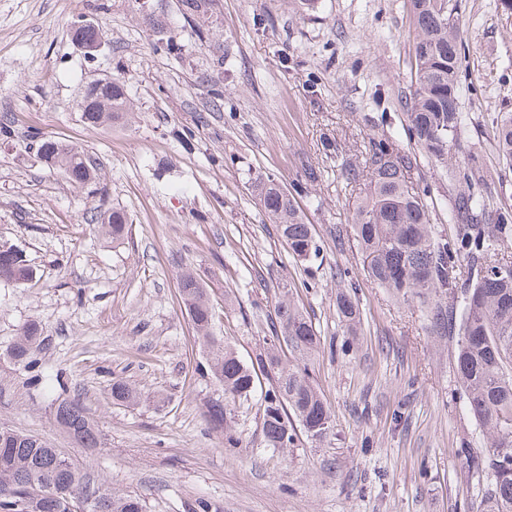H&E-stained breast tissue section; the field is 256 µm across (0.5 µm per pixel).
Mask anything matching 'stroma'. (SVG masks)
I'll list each match as a JSON object with an SVG mask.
<instances>
[{
	"instance_id": "1",
	"label": "stroma",
	"mask_w": 512,
	"mask_h": 512,
	"mask_svg": "<svg viewBox=\"0 0 512 512\" xmlns=\"http://www.w3.org/2000/svg\"><path fill=\"white\" fill-rule=\"evenodd\" d=\"M0 0V246L23 252L29 281H0V428L47 441L95 484L141 499L145 512H476L466 466L486 438L457 379L453 335H430L425 312L367 281L351 232L365 185L342 178L369 137L416 154L432 222L445 235L457 193L411 137L414 64L408 0ZM459 110L454 160H479L486 208L512 209V168L494 141L512 112V16L499 0H458ZM103 29L87 56L75 25ZM176 42L178 55L167 54ZM123 87L129 119L89 126L79 102L97 81ZM81 148L100 169L78 185L47 167L34 135ZM321 252L304 273L249 189L253 172L292 189ZM117 209V243L94 229ZM348 269L345 281L337 269ZM193 271L210 290L214 329L244 361L266 347L282 282L320 333L310 365L334 417L314 441L265 447L260 397L226 428L208 409L222 392L179 293ZM356 288L364 322L348 337L338 291ZM37 324L33 368L10 350ZM121 379L137 405L113 401ZM79 398L102 445L57 427L55 403ZM238 440L225 447L226 434Z\"/></svg>"
}]
</instances>
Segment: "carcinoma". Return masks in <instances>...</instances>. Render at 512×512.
Here are the masks:
<instances>
[{
  "mask_svg": "<svg viewBox=\"0 0 512 512\" xmlns=\"http://www.w3.org/2000/svg\"><path fill=\"white\" fill-rule=\"evenodd\" d=\"M410 2L415 69L406 118L412 137L434 165L448 174V181L465 184L448 214L456 232L448 237L434 231L430 192L409 177L416 157L387 139L374 137L365 146L363 161L344 171L346 184L365 177L369 186L354 208L351 226L372 285L397 302L418 301L426 309L431 334L446 336L450 328L457 331L458 382L470 412L489 438L486 453L472 465L485 481L479 512H512V255L501 253L504 235L512 230V209L486 210L474 192L480 184L479 166L472 159L459 165L449 157L450 143L465 122L458 105L457 4L453 0ZM80 110L83 122L90 126L123 119V88L115 82L91 84ZM495 145L512 162L511 112L496 118ZM38 152L72 182L85 183L95 176L96 165L90 157L62 141L40 136ZM250 186L292 256L302 262L317 257L319 245L295 196L268 173H254ZM126 225L125 214L113 210L103 214L99 228L117 240ZM30 276L24 258L0 250V280L23 284ZM179 286L197 337L208 349L211 376L224 392V402L210 407V424L227 423L232 407L251 398L262 373L272 377L261 402L266 447L284 450L293 444L292 416L309 436L326 435L332 413L309 373L320 337L294 302L288 284L282 285L274 305L270 346L251 364L215 334L208 289L188 271L181 274ZM336 309L347 330L357 333L363 319L351 297L337 294ZM281 343L294 360L282 359ZM40 344L39 329L30 325L23 329L11 357L28 367ZM112 399L134 402L139 394L117 380L112 382ZM54 420L82 447H99L97 430L78 400H60ZM94 488L87 473L40 437L0 429V512H70L72 495ZM87 512H144V508L140 499L118 495L107 487L100 498L90 501Z\"/></svg>",
  "mask_w": 512,
  "mask_h": 512,
  "instance_id": "cac0c4a2",
  "label": "carcinoma"
}]
</instances>
